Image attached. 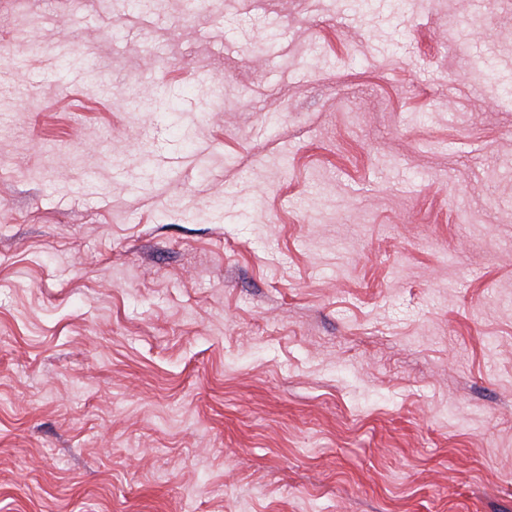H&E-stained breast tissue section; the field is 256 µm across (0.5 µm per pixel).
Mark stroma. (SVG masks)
<instances>
[{
  "label": "stroma",
  "mask_w": 512,
  "mask_h": 512,
  "mask_svg": "<svg viewBox=\"0 0 512 512\" xmlns=\"http://www.w3.org/2000/svg\"><path fill=\"white\" fill-rule=\"evenodd\" d=\"M0 44V512H512V0Z\"/></svg>",
  "instance_id": "stroma-1"
}]
</instances>
